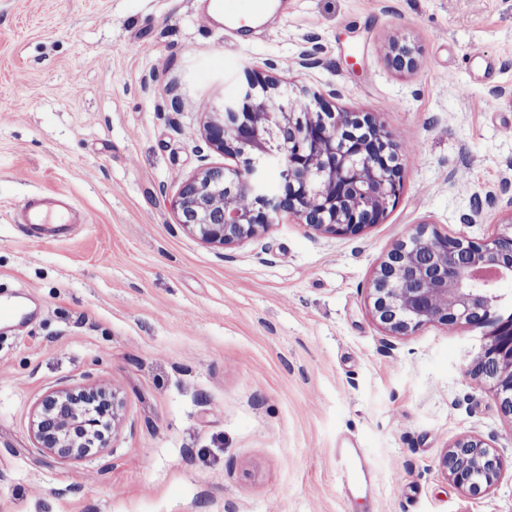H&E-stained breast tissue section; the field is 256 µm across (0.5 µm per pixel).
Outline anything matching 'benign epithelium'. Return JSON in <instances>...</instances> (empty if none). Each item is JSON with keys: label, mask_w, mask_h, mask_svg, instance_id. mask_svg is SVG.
<instances>
[{"label": "benign epithelium", "mask_w": 512, "mask_h": 512, "mask_svg": "<svg viewBox=\"0 0 512 512\" xmlns=\"http://www.w3.org/2000/svg\"><path fill=\"white\" fill-rule=\"evenodd\" d=\"M396 66L410 69L414 50L391 47ZM280 80L246 73L235 97L224 102L203 128L210 151L232 160L182 179L171 199L177 223L202 242L226 247L264 234L288 214L316 232L355 237L385 219L403 189V164L394 135L369 114L335 113L320 95L307 96L298 111L272 90ZM286 132L288 151L275 154L267 134ZM281 168L280 188L265 187L269 167ZM440 250L424 251L433 238ZM512 277V219L489 238L452 237L420 225L380 264L372 282L373 313L390 335L405 336L430 325L464 324L481 333L478 356L468 375L485 381L501 412L512 418V299L497 284ZM111 403L93 389L52 392L37 409L32 433L37 447L82 459L93 448H107L110 433L98 431L96 418L81 412ZM441 467L471 495L490 492L504 462L479 436H463L446 449Z\"/></svg>", "instance_id": "benign-epithelium-1"}]
</instances>
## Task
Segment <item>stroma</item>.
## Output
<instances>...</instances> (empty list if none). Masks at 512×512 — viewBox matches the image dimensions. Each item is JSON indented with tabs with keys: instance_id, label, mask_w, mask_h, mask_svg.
Segmentation results:
<instances>
[{
	"instance_id": "stroma-1",
	"label": "stroma",
	"mask_w": 512,
	"mask_h": 512,
	"mask_svg": "<svg viewBox=\"0 0 512 512\" xmlns=\"http://www.w3.org/2000/svg\"><path fill=\"white\" fill-rule=\"evenodd\" d=\"M249 40L202 0H0V512H512V470L472 497L440 467L464 435L512 460V418L467 373L478 333L389 336L380 263L418 225L482 240L512 216V0H272ZM416 50L393 69L388 48ZM370 113L400 144L383 223L328 237L282 217L226 248L169 201L246 71ZM36 192L86 216L39 241ZM114 392L109 448H38L60 387ZM362 449L369 489L336 451Z\"/></svg>"
}]
</instances>
